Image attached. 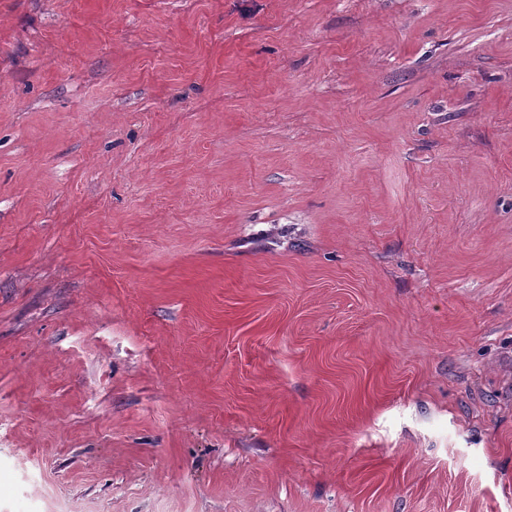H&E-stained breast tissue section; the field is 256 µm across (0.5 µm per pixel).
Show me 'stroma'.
Masks as SVG:
<instances>
[{
    "mask_svg": "<svg viewBox=\"0 0 512 512\" xmlns=\"http://www.w3.org/2000/svg\"><path fill=\"white\" fill-rule=\"evenodd\" d=\"M512 512V0H0V512Z\"/></svg>",
    "mask_w": 512,
    "mask_h": 512,
    "instance_id": "stroma-1",
    "label": "stroma"
}]
</instances>
